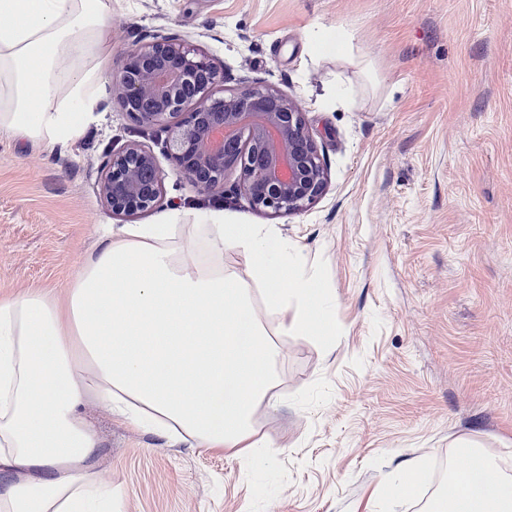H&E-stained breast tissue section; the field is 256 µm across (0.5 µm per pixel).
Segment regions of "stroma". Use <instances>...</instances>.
I'll use <instances>...</instances> for the list:
<instances>
[{
    "mask_svg": "<svg viewBox=\"0 0 512 512\" xmlns=\"http://www.w3.org/2000/svg\"><path fill=\"white\" fill-rule=\"evenodd\" d=\"M112 54L155 34L212 56L224 86L296 97L329 172L327 193L277 218L245 197L199 192L162 137L103 97L53 157L0 133V298L67 288L103 225L154 224L216 205L228 224H270L336 298L338 337H278L275 407L260 406L267 462L168 447L95 402L98 478L125 512H379L375 490L427 457L419 512L448 473L450 438L512 454V0H113ZM352 28L373 77L318 30ZM345 96H338L337 88ZM160 154L158 209L112 215L97 193L108 152Z\"/></svg>",
    "mask_w": 512,
    "mask_h": 512,
    "instance_id": "obj_1",
    "label": "stroma"
}]
</instances>
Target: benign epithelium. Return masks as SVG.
I'll list each match as a JSON object with an SVG mask.
<instances>
[{
  "instance_id": "benign-epithelium-1",
  "label": "benign epithelium",
  "mask_w": 512,
  "mask_h": 512,
  "mask_svg": "<svg viewBox=\"0 0 512 512\" xmlns=\"http://www.w3.org/2000/svg\"><path fill=\"white\" fill-rule=\"evenodd\" d=\"M112 96L135 121L166 133V155L198 190L236 189L269 217L299 213L329 186L328 169L298 101L269 87L217 95L222 70L203 51L157 34L125 50ZM98 193L118 216L150 212L164 194L155 153L133 143L110 154Z\"/></svg>"
}]
</instances>
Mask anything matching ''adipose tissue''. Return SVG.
Listing matches in <instances>:
<instances>
[{
	"instance_id": "obj_1",
	"label": "adipose tissue",
	"mask_w": 512,
	"mask_h": 512,
	"mask_svg": "<svg viewBox=\"0 0 512 512\" xmlns=\"http://www.w3.org/2000/svg\"><path fill=\"white\" fill-rule=\"evenodd\" d=\"M111 17L112 0H0V132L48 156L83 135L106 91ZM228 252L246 275L225 269ZM334 307L269 225L175 209L105 230L64 296L0 300V512H122L97 477L91 397L168 445L268 459L254 416L276 401V339L335 337ZM424 512H512V457L454 438Z\"/></svg>"
}]
</instances>
